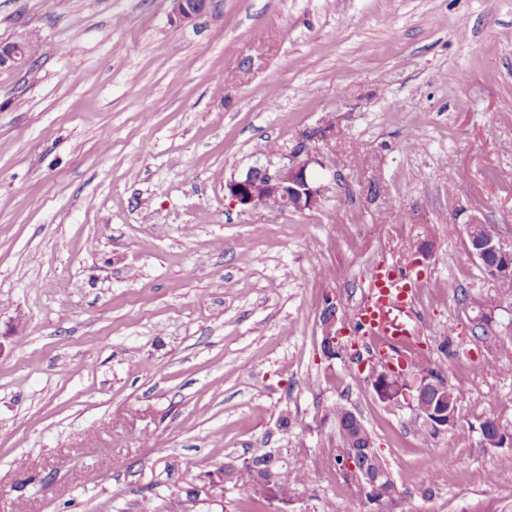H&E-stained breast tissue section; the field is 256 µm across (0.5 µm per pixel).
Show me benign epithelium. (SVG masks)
Listing matches in <instances>:
<instances>
[{"label":"benign epithelium","mask_w":512,"mask_h":512,"mask_svg":"<svg viewBox=\"0 0 512 512\" xmlns=\"http://www.w3.org/2000/svg\"><path fill=\"white\" fill-rule=\"evenodd\" d=\"M173 15L179 20H192L202 15L208 0H172ZM31 40L20 38L13 42L0 43V68L21 67L27 61ZM317 139V133L306 136V141L293 152L286 162L272 161L260 167L250 168L245 175L230 180L226 189L232 201L245 209H277L304 211L319 205L321 187L314 181L310 166L318 159L309 142ZM468 239H477L473 256L483 259L489 251L497 255L496 263L489 267L487 274L494 280L512 278V248L504 245L483 223L478 214L472 213L465 222ZM439 386L430 377L420 379L412 387V399L417 410L435 427L452 428L456 424V411L437 409L423 403L426 384ZM373 387L382 401H394L403 394L404 387L399 381L389 378H373Z\"/></svg>","instance_id":"1"}]
</instances>
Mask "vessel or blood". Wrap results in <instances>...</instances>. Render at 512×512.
<instances>
[{
	"label": "vessel or blood",
	"instance_id": "b4317fda",
	"mask_svg": "<svg viewBox=\"0 0 512 512\" xmlns=\"http://www.w3.org/2000/svg\"><path fill=\"white\" fill-rule=\"evenodd\" d=\"M356 319L362 335L370 341L369 351L381 361L404 355L418 324L409 275L379 263L370 275L369 294L358 306Z\"/></svg>",
	"mask_w": 512,
	"mask_h": 512
}]
</instances>
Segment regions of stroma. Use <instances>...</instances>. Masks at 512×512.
<instances>
[{
  "label": "stroma",
  "instance_id": "stroma-1",
  "mask_svg": "<svg viewBox=\"0 0 512 512\" xmlns=\"http://www.w3.org/2000/svg\"><path fill=\"white\" fill-rule=\"evenodd\" d=\"M21 35L35 65L0 68V512H168L191 488V512H374L318 471L338 403L404 512H512V447L480 432L512 433V299L464 231L476 212L512 246V0H209L188 22L172 0H0V42ZM323 127L317 208L231 200ZM381 261L416 281L415 352L469 378L457 429L375 393L354 326ZM264 448L309 472L287 508L211 486ZM376 465L374 477L377 475L379 476L378 482L380 483L383 494L387 496L385 502L391 504L394 508H397L401 502V498L391 472L380 457Z\"/></svg>",
  "mask_w": 512,
  "mask_h": 512
}]
</instances>
